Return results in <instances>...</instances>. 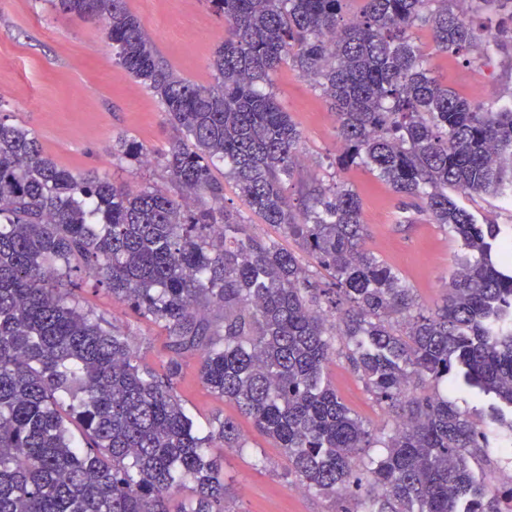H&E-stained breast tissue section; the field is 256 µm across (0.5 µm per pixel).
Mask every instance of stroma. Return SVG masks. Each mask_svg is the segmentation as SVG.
<instances>
[{
  "label": "stroma",
  "instance_id": "35a3bbf8",
  "mask_svg": "<svg viewBox=\"0 0 512 512\" xmlns=\"http://www.w3.org/2000/svg\"><path fill=\"white\" fill-rule=\"evenodd\" d=\"M169 69L194 83L214 82L211 60L224 38L225 22L203 0H126ZM413 37L436 80L475 101L501 105L512 100V69L494 51L488 63L435 51L428 27ZM281 107L302 133L303 178L337 176L359 196L368 226L363 246L398 269L427 306L439 301L448 267L460 250L457 238L416 212L369 169L337 170L340 143L336 114L320 88L290 66L271 76ZM0 116L29 129L46 156L73 172L94 169L112 182L133 189L151 186L174 193L161 165L173 129L163 106L117 61L100 21L60 11L52 0H0ZM143 147L137 164L113 157L119 136ZM81 306L128 336L130 350L146 370L162 372L168 359L166 330L145 319L94 282L75 289ZM326 373L339 396L370 428L391 431L395 419L377 405L347 362L334 358ZM177 394L200 425L228 418L248 444L246 451L214 447L224 459V481L231 512H331L328 498L299 488L287 472L276 443L257 430L237 406L203 382L198 357L184 360ZM264 465H256V458Z\"/></svg>",
  "mask_w": 512,
  "mask_h": 512
}]
</instances>
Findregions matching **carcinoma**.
Masks as SVG:
<instances>
[{
  "mask_svg": "<svg viewBox=\"0 0 512 512\" xmlns=\"http://www.w3.org/2000/svg\"><path fill=\"white\" fill-rule=\"evenodd\" d=\"M205 0L224 17L215 83L174 75L126 0H55L103 23L118 62L163 105L175 134L161 154L180 198L57 166L31 131L0 117V512H230L209 450L245 448L230 419L198 426L176 393L182 360L235 402L308 491L362 512H512V487L479 483L486 432L460 394L512 411V224H479L453 192L512 201V106L439 84L413 42L488 59L512 48V0ZM288 63L322 88L344 153L460 241L450 291L430 308L363 247L358 194L313 178L297 203L301 132L270 74ZM114 155L143 147L116 140ZM224 162V176L215 174ZM230 181L287 248L224 206ZM314 260L313 271L302 262ZM81 272L161 325L170 354L143 371L128 338L80 306ZM345 339L336 347V337ZM342 356L400 422L364 425L326 378ZM81 430L77 438L72 426ZM383 452L367 462L361 452ZM192 485L189 502L170 501Z\"/></svg>",
  "mask_w": 512,
  "mask_h": 512,
  "instance_id": "cac0c4a2",
  "label": "carcinoma"
}]
</instances>
